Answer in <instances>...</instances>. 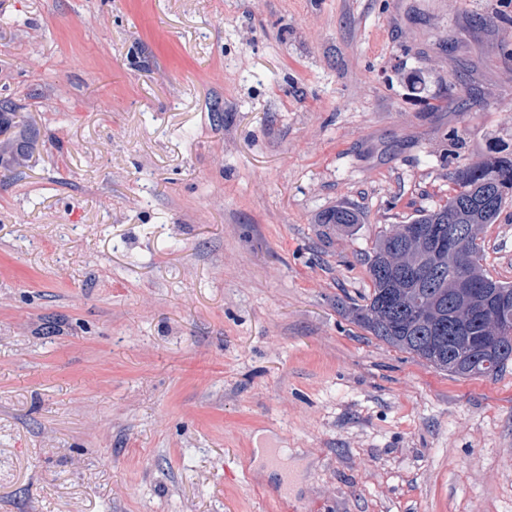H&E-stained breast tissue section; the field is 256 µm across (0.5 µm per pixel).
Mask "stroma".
Listing matches in <instances>:
<instances>
[{
	"label": "stroma",
	"mask_w": 512,
	"mask_h": 512,
	"mask_svg": "<svg viewBox=\"0 0 512 512\" xmlns=\"http://www.w3.org/2000/svg\"><path fill=\"white\" fill-rule=\"evenodd\" d=\"M1 96L0 512H512V360L351 313L377 234L512 151V0H0ZM22 140L14 139L9 136L0 141V165L3 164H20L28 155L29 146L24 144Z\"/></svg>",
	"instance_id": "1"
}]
</instances>
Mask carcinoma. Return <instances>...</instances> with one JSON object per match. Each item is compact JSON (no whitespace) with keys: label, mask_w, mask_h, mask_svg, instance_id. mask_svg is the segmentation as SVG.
<instances>
[{"label":"carcinoma","mask_w":512,"mask_h":512,"mask_svg":"<svg viewBox=\"0 0 512 512\" xmlns=\"http://www.w3.org/2000/svg\"><path fill=\"white\" fill-rule=\"evenodd\" d=\"M16 105L0 99V134L13 127ZM29 146L12 136L0 141V165L19 164ZM452 188L445 204L428 209L411 220L419 233L406 234L407 225L394 224L375 239L365 254L372 290L364 304L352 309L354 320L372 335L432 366L459 376H491L506 363L495 353L485 356L487 365L461 356L469 336L491 333L493 319L478 314L484 309L500 318L512 316V282L493 278L483 269V233L498 221L512 197V155L494 149L478 160H469L448 176ZM323 224L351 228L358 214L346 207L327 212ZM438 224H468L456 256L432 266V232ZM382 270L398 273L422 271L424 275L405 286L393 282ZM397 303L385 307L388 294Z\"/></svg>","instance_id":"1"}]
</instances>
